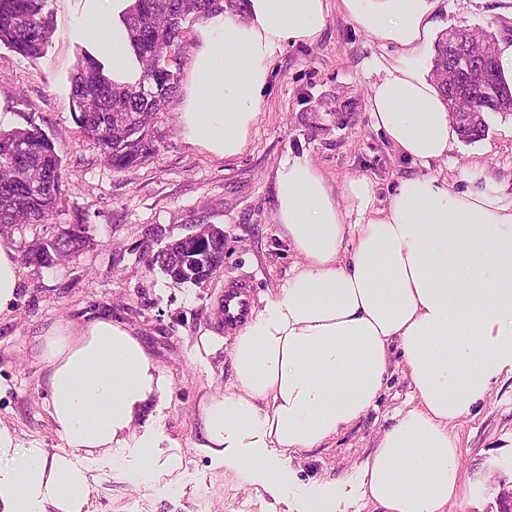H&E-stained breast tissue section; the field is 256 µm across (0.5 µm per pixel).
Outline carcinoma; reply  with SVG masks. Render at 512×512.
Masks as SVG:
<instances>
[{
  "label": "carcinoma",
  "mask_w": 512,
  "mask_h": 512,
  "mask_svg": "<svg viewBox=\"0 0 512 512\" xmlns=\"http://www.w3.org/2000/svg\"><path fill=\"white\" fill-rule=\"evenodd\" d=\"M47 0H0V44L17 54L33 58L45 52L51 35L50 20L44 12ZM245 0H137L126 23L132 46L142 65L153 64L152 75H143L145 95H119V86L103 74L101 65L90 54L82 55L72 78L71 93L76 123L84 136L101 148L107 161L123 169L147 158L155 151L147 131L154 116L162 111L178 88L177 68L166 60V50L182 44L184 24L205 19L225 7L242 11ZM448 61V38L435 48L433 68L444 70ZM467 84L475 97L474 114L456 125L462 140L481 138L486 131L485 113L509 112L512 90L503 86L497 65L489 71L470 72ZM134 113L142 120L124 131L110 130L112 114ZM11 149L3 160L17 177L0 181V224H43L53 215L62 194L61 159L46 134L36 125L26 129L0 131V151ZM88 237L82 224L44 242L43 251L32 265H53L55 252L77 255Z\"/></svg>",
  "instance_id": "carcinoma-1"
}]
</instances>
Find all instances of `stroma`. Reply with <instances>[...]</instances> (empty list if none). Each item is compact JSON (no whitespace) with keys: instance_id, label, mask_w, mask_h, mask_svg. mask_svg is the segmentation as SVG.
<instances>
[{"instance_id":"35a3bbf8","label":"stroma","mask_w":512,"mask_h":512,"mask_svg":"<svg viewBox=\"0 0 512 512\" xmlns=\"http://www.w3.org/2000/svg\"><path fill=\"white\" fill-rule=\"evenodd\" d=\"M84 0H47L51 41L39 58L0 44V129L36 123L62 161L58 207L44 224L13 227L0 243L17 255L73 224L89 246L49 268L20 263L18 300L0 314V424L19 444L56 451L60 440L44 411L38 335L57 322L80 324L100 313L124 323L148 348L170 382L155 418L183 456L178 475L134 484L107 459L88 461L90 512H302L282 491H254L235 473L197 454L193 443L201 398L227 386L224 350L198 352L204 332L220 335L218 304L225 286L246 281L253 302L284 285L301 260L275 220L273 182L280 162L306 156L332 187L367 179L375 204L387 205L400 177L420 172L373 129L367 101L373 83L401 54L363 30L340 0L311 45L276 52L263 104L241 155L224 159L186 142L179 122L185 98L177 89L153 119L156 150L117 170L75 122L70 81L86 45L71 34ZM435 36L483 30L490 43L512 39V0H438ZM483 137L458 141L429 174L456 186L492 188L512 198V113L485 115ZM211 224L224 232V268L201 283H178L147 266L150 255ZM403 366L392 363L375 408L335 439L294 460L293 482L309 486L349 476L376 446L395 413L411 407ZM461 496L452 512H499L512 486V375L502 374L489 397L457 421Z\"/></svg>"}]
</instances>
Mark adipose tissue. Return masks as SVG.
Segmentation results:
<instances>
[{"instance_id": "1", "label": "adipose tissue", "mask_w": 512, "mask_h": 512, "mask_svg": "<svg viewBox=\"0 0 512 512\" xmlns=\"http://www.w3.org/2000/svg\"><path fill=\"white\" fill-rule=\"evenodd\" d=\"M136 0H85L73 27L119 86L142 66L124 20ZM364 30L402 55L368 98L374 130L402 156L429 163L457 135L424 59L428 0H341ZM327 0H246L244 14L213 12L200 26L180 126L188 143L240 155L259 115L273 56L311 44L327 25ZM275 218L302 262L261 308L198 349H225L232 381L200 405L197 448L246 484L271 488L281 452L322 447L374 407L399 353L413 386L376 448L352 474L374 512H448L460 487L455 422L512 373V202L424 173L402 177L388 206L365 179L329 186L307 157L275 171ZM44 411L57 452L15 445L0 427V512H89L92 456L126 448L137 483L181 470L135 423L169 382L143 342L102 313L56 323L38 337Z\"/></svg>"}]
</instances>
